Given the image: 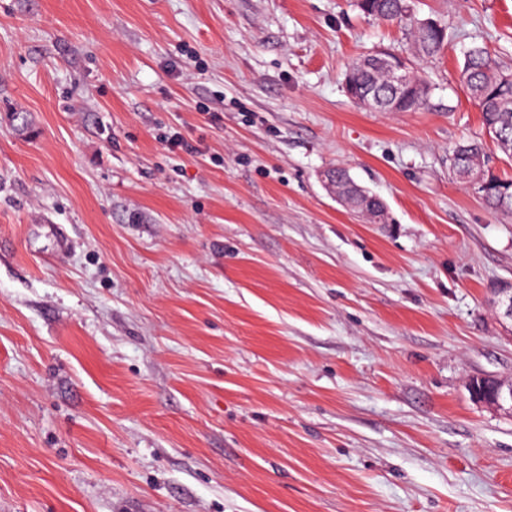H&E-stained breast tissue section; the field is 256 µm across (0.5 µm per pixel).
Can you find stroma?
Instances as JSON below:
<instances>
[{
  "instance_id": "35a3bbf8",
  "label": "stroma",
  "mask_w": 512,
  "mask_h": 512,
  "mask_svg": "<svg viewBox=\"0 0 512 512\" xmlns=\"http://www.w3.org/2000/svg\"><path fill=\"white\" fill-rule=\"evenodd\" d=\"M413 8L437 55L355 0H0V512H512L467 390L512 378V214L448 174L512 0ZM377 51L425 107L350 99ZM429 86L418 78V83L410 89L398 103V112H412L423 108L429 96Z\"/></svg>"
}]
</instances>
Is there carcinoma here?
I'll return each instance as SVG.
<instances>
[{"label": "carcinoma", "instance_id": "cac0c4a2", "mask_svg": "<svg viewBox=\"0 0 512 512\" xmlns=\"http://www.w3.org/2000/svg\"><path fill=\"white\" fill-rule=\"evenodd\" d=\"M360 11L387 22L409 23L413 30L417 54L425 57L439 52L445 42L442 27L434 28L413 18L409 0H357ZM461 79L467 93L477 101L486 134L498 148L512 156V71L502 69L484 49L474 47L465 58ZM356 104L371 98H380L388 105L393 95L386 77L380 70L359 75L352 90ZM429 96V86L420 80L398 103L399 112H412L423 108ZM450 169L463 179L468 171H477L487 184L484 198L490 208L512 212V182H504L485 171V148L481 142L460 144L449 153Z\"/></svg>", "mask_w": 512, "mask_h": 512}]
</instances>
